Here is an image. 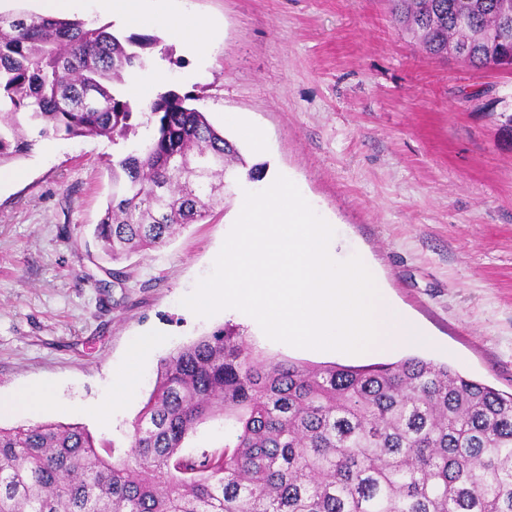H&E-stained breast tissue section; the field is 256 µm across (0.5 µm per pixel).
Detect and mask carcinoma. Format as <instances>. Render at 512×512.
Listing matches in <instances>:
<instances>
[{"label": "carcinoma", "mask_w": 512, "mask_h": 512, "mask_svg": "<svg viewBox=\"0 0 512 512\" xmlns=\"http://www.w3.org/2000/svg\"><path fill=\"white\" fill-rule=\"evenodd\" d=\"M433 57L512 67V0H390ZM153 35L52 15H0V164L40 137L143 126L112 157L92 235L118 261L205 221L246 166L237 145L174 90L141 108L122 85ZM224 417V453L180 456ZM78 424L0 428V512H512V394L417 356L313 367L256 356L224 326L160 362L126 459Z\"/></svg>", "instance_id": "carcinoma-1"}]
</instances>
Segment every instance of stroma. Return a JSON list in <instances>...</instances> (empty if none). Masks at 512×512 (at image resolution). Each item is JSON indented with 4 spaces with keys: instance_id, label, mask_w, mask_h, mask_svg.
Here are the masks:
<instances>
[{
    "instance_id": "stroma-1",
    "label": "stroma",
    "mask_w": 512,
    "mask_h": 512,
    "mask_svg": "<svg viewBox=\"0 0 512 512\" xmlns=\"http://www.w3.org/2000/svg\"><path fill=\"white\" fill-rule=\"evenodd\" d=\"M207 17L212 48L199 60L158 30L149 66L167 88L236 142L248 164L292 180L332 225L335 260L359 256L428 333L418 356L512 393V72L468 67L421 51L388 0H171ZM235 113L263 151L226 125ZM105 137L41 138L7 163L0 184V397L47 386L48 422L79 423L126 457L160 361L229 324L261 356L335 365L336 355L266 337L236 309L200 317L182 300L213 270L245 192L240 179L207 223L164 247L113 262L86 245L112 185ZM142 336L136 387L111 418L97 415Z\"/></svg>"
}]
</instances>
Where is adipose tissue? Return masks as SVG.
Masks as SVG:
<instances>
[{"label": "adipose tissue", "instance_id": "ef3b65f1", "mask_svg": "<svg viewBox=\"0 0 512 512\" xmlns=\"http://www.w3.org/2000/svg\"><path fill=\"white\" fill-rule=\"evenodd\" d=\"M47 13L78 10L91 4L98 12L121 16L128 23L163 29L177 28L182 41L199 58L210 50L211 24L202 16H174L165 7V0H41Z\"/></svg>", "mask_w": 512, "mask_h": 512}]
</instances>
